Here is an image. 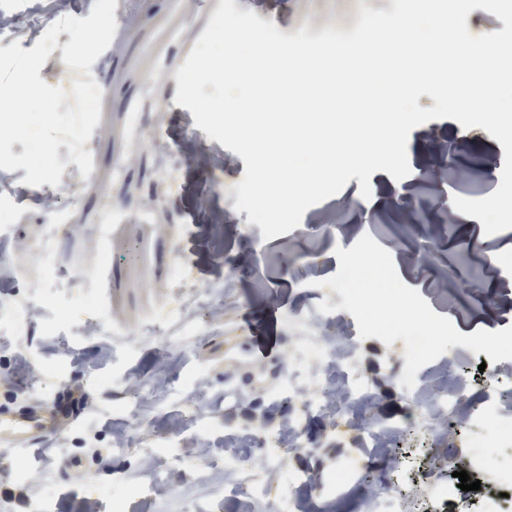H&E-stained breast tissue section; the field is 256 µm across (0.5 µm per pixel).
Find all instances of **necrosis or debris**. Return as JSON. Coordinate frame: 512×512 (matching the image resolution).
Instances as JSON below:
<instances>
[{
	"label": "necrosis or debris",
	"instance_id": "1",
	"mask_svg": "<svg viewBox=\"0 0 512 512\" xmlns=\"http://www.w3.org/2000/svg\"><path fill=\"white\" fill-rule=\"evenodd\" d=\"M223 284L205 292H185L167 313V332L179 342H193L205 325L215 300L223 299ZM289 331L303 342V355L291 363L281 389L292 398L288 425L260 433L261 468L249 455L233 453L226 468L235 475L233 486L243 496L275 495L279 512H302L311 495L309 480L270 487L267 473L283 469L289 454L306 451L305 428L311 415L327 418L330 433L348 438L363 448L351 463H337L332 483L344 491L362 476L375 474L378 491L362 498L360 512H434L436 506L465 502L464 512H512V379L496 382L482 407L466 401L469 377L459 370L447 385L429 387V370L421 368L412 389L404 391L405 411L396 421L374 425L371 391L357 362L356 336L338 335L342 319L325 314H291ZM467 417L462 445L448 444L447 431L459 415ZM501 458L492 461L490 449ZM467 471L471 479H488L490 488L473 500L463 501L456 474ZM407 473L415 490L403 494L397 476Z\"/></svg>",
	"mask_w": 512,
	"mask_h": 512
}]
</instances>
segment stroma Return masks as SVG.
Segmentation results:
<instances>
[{"instance_id":"1","label":"stroma","mask_w":512,"mask_h":512,"mask_svg":"<svg viewBox=\"0 0 512 512\" xmlns=\"http://www.w3.org/2000/svg\"><path fill=\"white\" fill-rule=\"evenodd\" d=\"M300 2L238 0L237 8L284 32ZM219 6L220 0H138L134 6L118 0L115 43L91 67L102 89L99 122L90 138L93 169L85 177L68 167L60 179L77 197L65 208L72 232L46 251H33L29 242L44 227L28 223L27 216L38 209L43 188L23 187L14 204L27 239L12 247L4 268L6 290L35 308L37 318L25 336L0 328V403L9 395L28 396L34 404L53 399L62 380L86 401L45 441L0 451V504H8L9 512H29L30 500L44 495L50 512H77L85 500L95 503L96 512H110L116 496L123 498L125 512H208L220 495L223 512H278L270 497L225 496L224 435L275 428L287 419V409L273 397L295 352L286 319L317 307L321 297L312 284L337 273L336 248H351L370 233V224L351 223L352 210L379 204L388 209L391 231L379 237V245L391 253L403 283L426 301L438 295L450 300L442 314L460 333L512 326V229L488 236L481 222L448 221L452 198L466 191L449 181L419 196L414 207L403 204L404 193L439 168L441 156L433 149L438 138L456 152L457 167L469 172L474 186L498 188L504 149L483 128L467 130L449 118L416 127L407 144V178L374 172L367 200L353 178L338 194L306 210L303 223L335 221L337 238L288 232L266 240L247 212L235 211L230 188L243 179L244 160L209 138L196 127L192 112L175 102L176 73ZM134 112L144 118L138 132L130 128ZM205 160L222 166L220 184L202 171ZM108 198L126 208L121 222L111 226L113 263L104 267L95 229L104 222ZM402 241L411 251L399 249ZM313 246L321 253L320 264L307 270L301 254ZM178 256L196 286L228 282L222 313L188 346L156 333L176 293L170 267ZM48 266L73 274V281L47 284L40 274ZM464 277L487 304L460 288ZM86 295L106 306L104 333H86L75 316ZM405 361L403 340L388 346L369 337L359 343L357 362L375 382L378 418L395 420L403 412L389 370ZM160 374L179 390L181 403L146 400V423L126 431L112 410L109 390L96 386V379L108 375L124 387ZM199 386L211 396L203 409L211 424L205 435L182 417L183 401ZM228 386L240 394L230 406L224 403ZM326 429L322 419L308 422L307 434L318 446L289 457L285 478L304 471L324 485L337 462L356 456L349 441H324ZM179 459L202 466L181 472L175 466ZM150 483L156 491L135 493V486Z\"/></svg>"}]
</instances>
